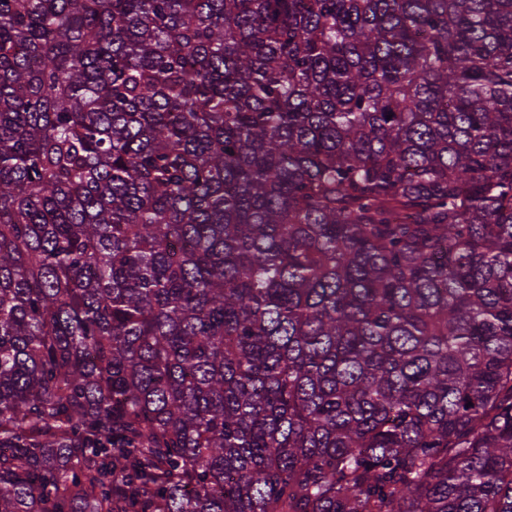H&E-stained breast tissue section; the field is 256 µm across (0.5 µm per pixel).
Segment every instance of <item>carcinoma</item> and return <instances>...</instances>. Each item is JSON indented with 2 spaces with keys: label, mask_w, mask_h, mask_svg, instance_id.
I'll return each instance as SVG.
<instances>
[{
  "label": "carcinoma",
  "mask_w": 512,
  "mask_h": 512,
  "mask_svg": "<svg viewBox=\"0 0 512 512\" xmlns=\"http://www.w3.org/2000/svg\"><path fill=\"white\" fill-rule=\"evenodd\" d=\"M0 512H512V0H0Z\"/></svg>",
  "instance_id": "carcinoma-1"
}]
</instances>
